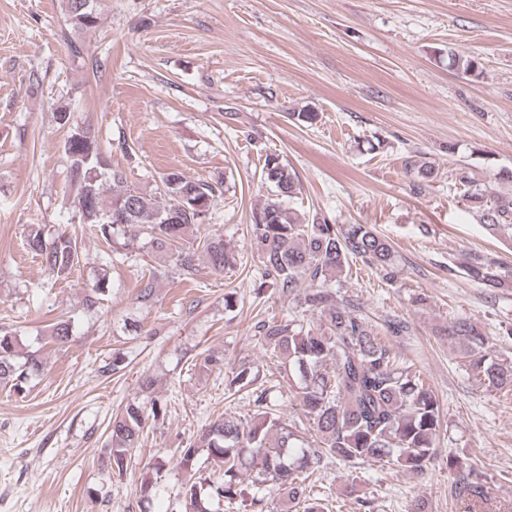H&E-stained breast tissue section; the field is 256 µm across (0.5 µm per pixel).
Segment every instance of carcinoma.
Masks as SVG:
<instances>
[{
    "label": "carcinoma",
    "mask_w": 512,
    "mask_h": 512,
    "mask_svg": "<svg viewBox=\"0 0 512 512\" xmlns=\"http://www.w3.org/2000/svg\"><path fill=\"white\" fill-rule=\"evenodd\" d=\"M65 14L66 21L79 30L94 29L100 20L94 0H66ZM448 60L465 73L481 74L475 57L450 50ZM55 119L69 128L65 152L79 223L93 227L107 243L126 234L127 228H137V236L144 238L151 253L172 261L187 278L198 272L201 254L215 275L235 266L224 236L202 232L216 197L213 186L172 169L161 178L158 193L148 194L130 185L122 169L112 167L90 126L72 123L69 107H58ZM261 176L270 188L266 202L253 212V243L261 277L288 302L319 313L312 325L292 315L255 324L266 352L288 363L297 379L295 410L299 414L284 416L268 396L259 367L240 361L225 388L251 396L257 412L244 421L212 420L194 441L173 454L176 466L190 471L204 450L223 470L214 481L184 484V512H212L207 507L211 501L263 505L264 498L244 486L247 474L253 476L255 489L270 483L288 501L303 505V512H327L328 505L312 496L306 485V474L319 470L323 459L392 464L421 475L436 458L439 445L441 405L422 371L399 356L359 304L336 294V281L350 257H360L389 276L395 268L394 248L367 224L339 228L326 220L309 224L296 217L286 206L296 182L280 156L266 155ZM466 198L488 229L512 230L511 206L491 199L477 186L467 189ZM26 245L59 279L68 278L79 262L78 238L66 231L48 234L33 224ZM466 274L489 288L512 286L507 276L479 259L466 267ZM108 294L109 281L103 276L85 294V309L97 310ZM443 335L462 354L473 376L512 393V362L488 352L489 339L474 322L458 318ZM72 337L71 321L53 325L54 343L64 345ZM18 346L17 337L0 333V386L24 398L43 363L36 351L20 355ZM198 366L201 375L221 372L224 357L209 353ZM140 388L146 396L131 398L109 425L107 463L120 475L149 422L167 412V401L155 395L152 379L144 378ZM304 418L314 433L310 442L301 436ZM455 494L463 512H483L487 504L484 486L463 475L455 479Z\"/></svg>",
    "instance_id": "obj_1"
}]
</instances>
